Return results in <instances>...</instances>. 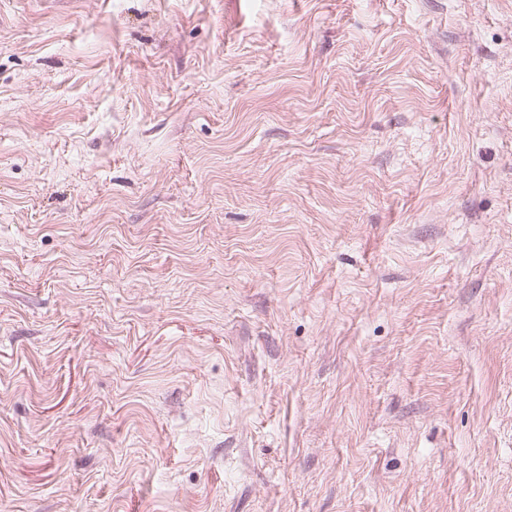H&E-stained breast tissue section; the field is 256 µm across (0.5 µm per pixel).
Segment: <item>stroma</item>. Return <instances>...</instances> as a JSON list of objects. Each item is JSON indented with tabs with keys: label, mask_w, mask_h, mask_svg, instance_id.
<instances>
[{
	"label": "stroma",
	"mask_w": 512,
	"mask_h": 512,
	"mask_svg": "<svg viewBox=\"0 0 512 512\" xmlns=\"http://www.w3.org/2000/svg\"><path fill=\"white\" fill-rule=\"evenodd\" d=\"M0 512H512V0H0Z\"/></svg>",
	"instance_id": "1"
}]
</instances>
